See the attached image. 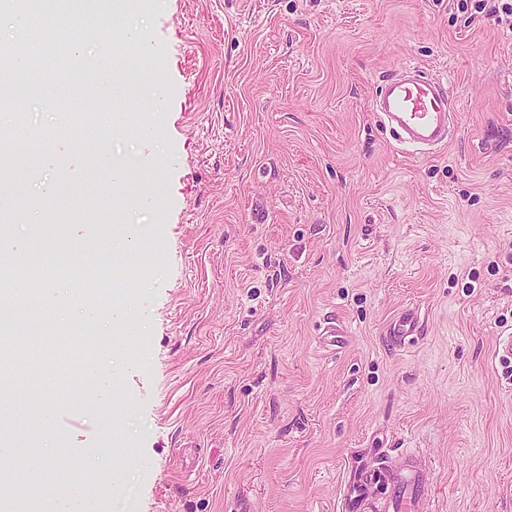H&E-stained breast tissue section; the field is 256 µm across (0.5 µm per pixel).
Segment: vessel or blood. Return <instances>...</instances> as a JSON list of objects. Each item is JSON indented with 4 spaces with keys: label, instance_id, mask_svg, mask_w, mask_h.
<instances>
[{
    "label": "vessel or blood",
    "instance_id": "obj_1",
    "mask_svg": "<svg viewBox=\"0 0 512 512\" xmlns=\"http://www.w3.org/2000/svg\"><path fill=\"white\" fill-rule=\"evenodd\" d=\"M380 120L396 132L401 142L430 151L448 142L453 114L446 88L406 67L392 75L375 100ZM420 329L417 311L400 312L388 334L405 345ZM434 480L430 465L390 464L378 458L356 482L346 484L340 512H432Z\"/></svg>",
    "mask_w": 512,
    "mask_h": 512
}]
</instances>
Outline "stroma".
I'll use <instances>...</instances> for the list:
<instances>
[{
	"mask_svg": "<svg viewBox=\"0 0 512 512\" xmlns=\"http://www.w3.org/2000/svg\"><path fill=\"white\" fill-rule=\"evenodd\" d=\"M127 20L139 40L112 63L135 66L105 135L58 121L107 54L91 22L74 30L84 81L0 111V136L35 135L8 239L80 272L133 239L150 270L118 275L117 329L86 327L71 277L46 281L57 341L31 340L0 397V468H25L0 504L337 512L355 459L382 451L431 462L434 512H512V364L494 354L512 332V29L448 0H129ZM406 65L457 116L429 153L372 108ZM62 139L108 157L39 166ZM406 308L420 334L400 346L387 330ZM329 318L342 348L319 335ZM46 361L58 383L37 405Z\"/></svg>",
	"mask_w": 512,
	"mask_h": 512,
	"instance_id": "35a3bbf8",
	"label": "stroma"
}]
</instances>
